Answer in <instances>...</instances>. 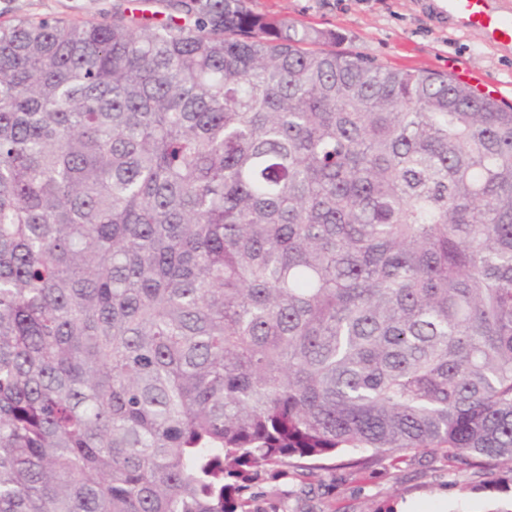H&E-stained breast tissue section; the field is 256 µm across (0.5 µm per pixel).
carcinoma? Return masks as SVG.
Returning a JSON list of instances; mask_svg holds the SVG:
<instances>
[{
  "label": "carcinoma",
  "mask_w": 512,
  "mask_h": 512,
  "mask_svg": "<svg viewBox=\"0 0 512 512\" xmlns=\"http://www.w3.org/2000/svg\"><path fill=\"white\" fill-rule=\"evenodd\" d=\"M327 40L244 0L0 25V512L512 465V106Z\"/></svg>",
  "instance_id": "obj_1"
}]
</instances>
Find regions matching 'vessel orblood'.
Segmentation results:
<instances>
[{
  "mask_svg": "<svg viewBox=\"0 0 512 512\" xmlns=\"http://www.w3.org/2000/svg\"><path fill=\"white\" fill-rule=\"evenodd\" d=\"M425 6L436 22L477 33L501 51L512 50V0H426Z\"/></svg>",
  "mask_w": 512,
  "mask_h": 512,
  "instance_id": "vessel-or-blood-1",
  "label": "vessel or blood"
}]
</instances>
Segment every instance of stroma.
I'll return each mask as SVG.
<instances>
[{
    "label": "stroma",
    "mask_w": 512,
    "mask_h": 512,
    "mask_svg": "<svg viewBox=\"0 0 512 512\" xmlns=\"http://www.w3.org/2000/svg\"><path fill=\"white\" fill-rule=\"evenodd\" d=\"M423 0H245L255 13L285 16L336 33L335 49L395 68L477 75L478 92L495 91L512 105V57L484 45L473 32L442 28ZM138 9L164 20L167 0H0V23L21 19L108 22ZM357 450L340 451L322 470L266 467L250 494L251 512H512V468L487 470L449 462L444 452H417L397 461L354 466Z\"/></svg>",
    "instance_id": "35a3bbf8"
}]
</instances>
